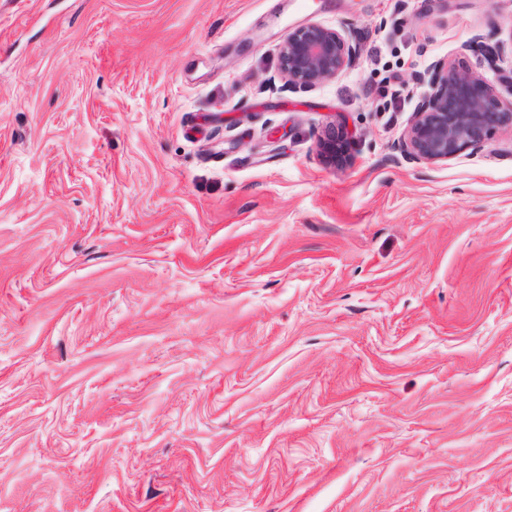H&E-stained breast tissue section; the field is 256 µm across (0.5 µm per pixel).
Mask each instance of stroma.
<instances>
[{"label":"stroma","instance_id":"obj_1","mask_svg":"<svg viewBox=\"0 0 512 512\" xmlns=\"http://www.w3.org/2000/svg\"><path fill=\"white\" fill-rule=\"evenodd\" d=\"M360 47L288 87L278 44ZM512 0H0V512H512V127L399 141ZM279 55L288 85L311 88L342 76L353 66L358 48L339 30L308 23L288 27Z\"/></svg>","mask_w":512,"mask_h":512}]
</instances>
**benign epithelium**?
Segmentation results:
<instances>
[{"label":"benign epithelium","instance_id":"obj_1","mask_svg":"<svg viewBox=\"0 0 512 512\" xmlns=\"http://www.w3.org/2000/svg\"><path fill=\"white\" fill-rule=\"evenodd\" d=\"M495 78L437 61L424 78L428 92L403 137L401 151L427 162L446 161L483 143L501 126H512V68L502 66L501 48L473 41ZM288 84L303 88L337 79L358 55L357 45L339 30L316 23L289 27L279 44Z\"/></svg>","mask_w":512,"mask_h":512}]
</instances>
